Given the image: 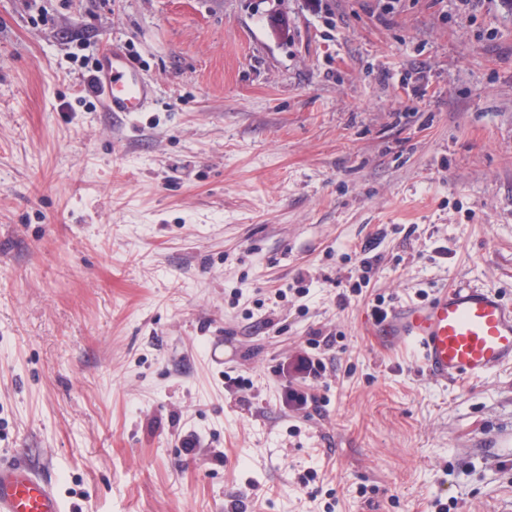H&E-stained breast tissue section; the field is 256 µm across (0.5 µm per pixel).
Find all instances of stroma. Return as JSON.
<instances>
[{
    "label": "stroma",
    "instance_id": "35a3bbf8",
    "mask_svg": "<svg viewBox=\"0 0 512 512\" xmlns=\"http://www.w3.org/2000/svg\"><path fill=\"white\" fill-rule=\"evenodd\" d=\"M383 6L0 0V457L63 512H512V366L372 334L512 303V0ZM94 78L103 111L144 112L154 102L156 90L141 67L125 52L111 46L97 59ZM373 332L387 346L415 347L437 382L475 381L512 365V304L491 288H442L427 303L393 307Z\"/></svg>",
    "mask_w": 512,
    "mask_h": 512
}]
</instances>
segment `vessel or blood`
I'll use <instances>...</instances> for the list:
<instances>
[{
	"instance_id": "b4317fda",
	"label": "vessel or blood",
	"mask_w": 512,
	"mask_h": 512,
	"mask_svg": "<svg viewBox=\"0 0 512 512\" xmlns=\"http://www.w3.org/2000/svg\"><path fill=\"white\" fill-rule=\"evenodd\" d=\"M94 78L107 112H142L156 90L125 52L108 48ZM389 346H412L425 371L438 382L482 379L512 365V304L490 288L456 285L438 290L423 304H403L374 322ZM53 484L29 468L0 462V512H62Z\"/></svg>"
}]
</instances>
